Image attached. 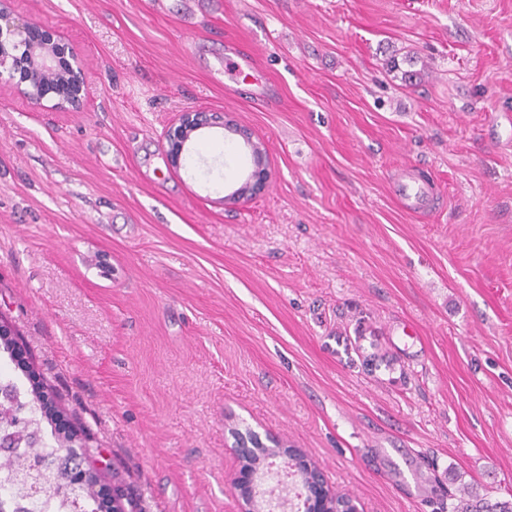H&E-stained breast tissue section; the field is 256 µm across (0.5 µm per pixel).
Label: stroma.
I'll return each instance as SVG.
<instances>
[{
    "label": "stroma",
    "mask_w": 512,
    "mask_h": 512,
    "mask_svg": "<svg viewBox=\"0 0 512 512\" xmlns=\"http://www.w3.org/2000/svg\"><path fill=\"white\" fill-rule=\"evenodd\" d=\"M148 2L13 0L86 109L0 89V320L100 487L241 512L236 428L360 512L512 497V0H197L192 30ZM229 39L257 67L226 88ZM188 111L250 129L261 194L225 203L253 164L221 128L171 166ZM430 192L425 184L411 180H398L396 197L403 207L414 211H424L429 206Z\"/></svg>",
    "instance_id": "stroma-1"
}]
</instances>
